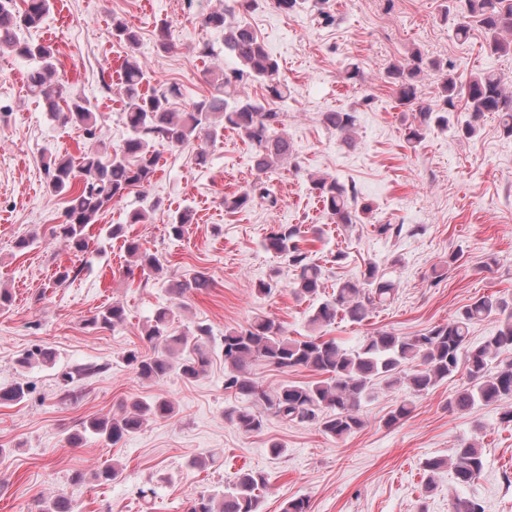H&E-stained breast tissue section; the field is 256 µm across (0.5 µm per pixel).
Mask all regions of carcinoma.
Listing matches in <instances>:
<instances>
[{"mask_svg": "<svg viewBox=\"0 0 512 512\" xmlns=\"http://www.w3.org/2000/svg\"><path fill=\"white\" fill-rule=\"evenodd\" d=\"M264 0H224V9L208 14L206 27L224 32V50L240 64L234 78L248 77L264 85L269 98L282 100L288 96V84L282 78L280 64L253 31L247 16ZM460 11L453 19L456 38L465 40L473 27L481 28L487 37L491 54L512 52V41L502 34H512V0H459ZM53 0H0V49L6 47L26 60L30 69L27 85L32 96L41 99L51 118L65 125L78 126L85 134H96L95 113L85 101L70 93L66 82L55 78L57 50L50 43L33 42L22 37L25 30L41 26L50 13ZM112 38L133 49L139 44L138 31L120 20H112ZM440 70L435 60L416 49L407 62L394 64L387 70V79L394 86L397 107L413 109L420 80ZM121 101L127 136L112 152L103 149L81 154L79 161L70 156H54L45 165L48 190L66 198L64 219L52 228V235L63 240L75 252L87 246L86 227L97 222L112 201L123 198L133 188L146 189L158 170L156 145L173 148L195 146L203 140H214L224 129L236 131L252 150L254 166L264 174L292 154L288 138L278 133L281 113L268 109L259 101L225 98L231 77L222 70L209 71L213 87L210 96L193 102L182 112L172 109V99L181 95L180 87L170 85L164 91L151 86L148 69L134 54L120 66ZM438 98L444 108L420 107L413 123L407 127L406 140L420 143L427 130L448 128V109L455 99L464 97L470 119L456 128L458 135L472 137L478 122L493 112L500 131L512 138V93L505 88L503 77L494 70L478 73L464 83L451 73L441 75ZM323 124L336 131L344 144H355L357 116L353 112L322 113ZM323 210L336 224H355L358 214H369L372 205L358 204L354 185L335 177L320 176L311 180ZM260 200L272 206L276 197L261 179L241 192L224 196V210L235 213ZM192 222V213L185 209L170 217V233L184 234ZM108 233L123 239L128 257L142 271L162 272L155 254L142 247L140 239L126 234L125 225L112 224ZM300 229L295 225L277 224L264 238V247L282 255L294 271L293 293L299 300H315L321 295L322 268L311 262L308 251L300 246ZM209 287V280L198 275L190 281L169 285L171 293L183 296L191 289ZM396 283L384 277L374 262H369L355 280L336 283V292L322 300L309 316L314 328L330 325L341 317L354 323L364 322L373 310L394 299ZM176 312L170 307L159 309L146 326L143 340L150 353L131 350L125 355L127 365L138 375L160 381L173 369L172 356L190 348V355L179 371L188 381L203 375L210 365V350L205 337L208 331L199 327L191 334H175L171 325ZM126 320L125 308L114 303L94 314L87 324L112 329ZM484 321L497 323L495 333L477 346L468 342L473 325ZM504 353H512V308L507 300L496 295H483L463 306L448 322L430 328L420 336H400L392 331H378L367 337L356 350L343 348L334 339L321 336L288 338L283 326L263 316L247 327L224 333V390L244 397L251 406L233 409L231 420L247 433L261 431L265 417L271 414L285 422L306 423L319 432L346 437L361 428L359 409L378 382L388 387L403 386L422 395L440 382L454 377L459 369L466 372L467 382L448 401V408L463 414L479 402L502 406L501 420L512 423V362L493 370L491 361ZM263 360L286 371L302 367L322 376L320 380L303 383L287 382L268 388L249 376L248 367ZM27 389L17 384L0 390V404H17ZM173 413L172 403L158 397L150 402L136 400L130 410L119 416L94 419L87 428L116 444L137 433L149 418H166ZM450 467L457 483H473L484 463L480 448L473 443L455 449ZM266 484L261 473L245 470L236 474L224 487V494L201 495L194 500L190 512H260V489ZM40 512H75L72 501L57 495L44 502Z\"/></svg>", "mask_w": 512, "mask_h": 512, "instance_id": "cac0c4a2", "label": "carcinoma"}]
</instances>
